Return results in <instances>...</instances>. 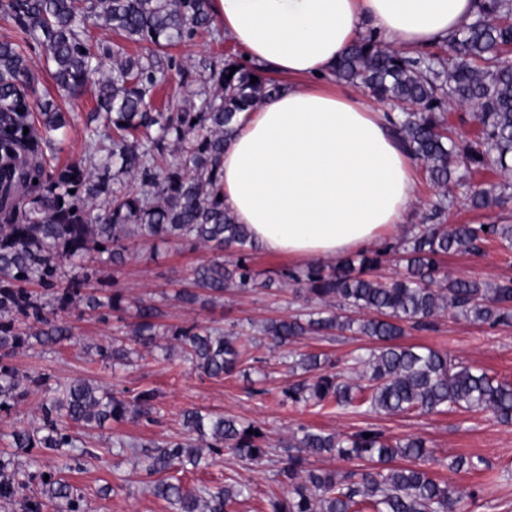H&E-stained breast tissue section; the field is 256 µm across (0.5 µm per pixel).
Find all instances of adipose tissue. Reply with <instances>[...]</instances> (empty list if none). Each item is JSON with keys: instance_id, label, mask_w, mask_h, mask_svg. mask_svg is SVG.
I'll return each instance as SVG.
<instances>
[{"instance_id": "obj_1", "label": "adipose tissue", "mask_w": 512, "mask_h": 512, "mask_svg": "<svg viewBox=\"0 0 512 512\" xmlns=\"http://www.w3.org/2000/svg\"><path fill=\"white\" fill-rule=\"evenodd\" d=\"M249 64L279 92L242 114L224 148V207L262 250L329 261L405 224L416 160L386 107L336 88L340 53L371 30L401 52L444 42L470 23L474 0H211Z\"/></svg>"}]
</instances>
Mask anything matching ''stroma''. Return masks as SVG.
Masks as SVG:
<instances>
[{"label": "stroma", "mask_w": 512, "mask_h": 512, "mask_svg": "<svg viewBox=\"0 0 512 512\" xmlns=\"http://www.w3.org/2000/svg\"><path fill=\"white\" fill-rule=\"evenodd\" d=\"M177 62L169 73L164 94L172 104L181 103L195 87L199 61L210 57L238 55L229 40L217 39L210 33L196 35L190 41L171 48ZM63 111L71 113L73 122L65 137L45 151L47 163L66 160L73 153L88 150L84 121L94 107L91 94L59 101ZM209 250L189 244L141 243L135 256L117 273L114 286L129 300H153L164 312L163 324L177 325L186 321L216 322L228 327L234 324H261L271 318L292 314L297 308L294 289L289 285L251 293L225 295L223 301L208 305L186 306L175 298L178 289L188 286L193 267L205 261ZM439 271L450 278H476L495 282L512 278V250L497 242L482 245L479 253H451L439 262ZM59 320L73 328L72 337L51 348L23 347L8 359L20 372L49 375L51 386L86 380L105 388L138 391L155 389L159 394L156 423H106L86 433L83 438L88 455L74 462L67 477L81 497V512H174L166 502L156 499L148 486L140 449L128 448L117 454L112 450V437L119 434L137 439H163L177 435L181 416L190 408L206 409L244 421L259 423L271 443L305 425L326 432L347 435L365 427L382 430L387 436L423 438L437 458L436 475L465 492H473L465 512H512V425L499 423L488 413L448 412L437 415L404 414L400 416L364 415L351 412H318L281 401L282 387L292 377L282 361L281 351L270 350L259 333H252V347L262 360L266 374L267 395L250 396V379L241 374L209 379L192 372L177 345H170L167 359L147 357L128 370H112L95 354L99 345L109 344L119 335L115 317L101 319L99 312L74 307L58 312ZM405 344L425 345L447 353L449 359L488 371L501 380L512 381V327H492L444 313L432 331H410ZM373 340L350 332L308 336L297 343L303 353H322L337 361L340 369L350 370L352 357L373 347ZM43 390L32 389L29 397L10 411L0 412V460L26 472L27 489L12 501H0V512H25L24 504L40 487L42 474L55 470L58 458L42 454L35 448L12 447L14 431L31 428ZM478 456L487 468L482 472L447 471L445 464L453 457ZM241 475L252 487V494L242 501L237 512H262L270 490L276 489L275 467L267 465L259 471H242L232 459L203 467L187 474L186 483L223 486L225 478Z\"/></svg>", "instance_id": "obj_1"}]
</instances>
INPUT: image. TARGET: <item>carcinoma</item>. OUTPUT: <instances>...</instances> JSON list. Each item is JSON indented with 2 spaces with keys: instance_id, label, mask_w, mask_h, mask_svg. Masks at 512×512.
<instances>
[{
  "instance_id": "carcinoma-1",
  "label": "carcinoma",
  "mask_w": 512,
  "mask_h": 512,
  "mask_svg": "<svg viewBox=\"0 0 512 512\" xmlns=\"http://www.w3.org/2000/svg\"><path fill=\"white\" fill-rule=\"evenodd\" d=\"M0 16L13 20L16 35L0 40V356L35 339L55 346L72 336L56 310L83 305L91 310H126L118 290L104 293L101 268L117 273L138 239L202 244L212 256L191 271L195 290L176 298L216 303L224 294L268 290L275 282L298 286L300 309L260 328L273 347L308 335L352 332L378 347L355 358L357 381L335 371L320 354L291 362L307 377L283 389L294 404L377 415L489 412L512 423V383L423 346L403 345L405 328L430 330L450 311L492 327L512 325V280L438 278L439 259L451 252L476 253L487 241L512 248V224H447L453 189L475 209L503 207L509 183L474 188L481 171H512V0H478L470 24L448 38V55H414L389 48L369 33L338 59L333 76L360 85L377 100L401 108L392 126L401 146L423 162L437 196L411 236L381 249L363 250L334 264L313 262L271 276L256 269L258 249L248 228L224 209V146L241 113L251 112L280 88L264 69L231 56L199 63L206 74L193 97L177 106L154 108L151 100L176 62L167 49L214 27L210 0H0ZM97 30L92 36L89 29ZM147 44V55L126 44ZM34 50L57 92L77 98L93 91L88 128L96 153H76L63 165H45L44 148L67 125L50 94H38ZM235 66V73L230 67ZM258 82H251V77ZM469 106L480 132L469 138L448 128L445 106ZM75 193H70V190ZM405 272L372 275L389 254ZM82 272L62 280L66 264ZM97 286L89 287L90 282ZM36 284L44 293L26 288ZM161 309L141 301L126 337L100 346L96 355L112 366L130 367L144 353L163 348L159 336L178 342L184 360L208 378H221L256 362L251 344L235 328L197 321L162 328ZM44 382L0 364V411L26 400L32 384ZM157 392L102 390L76 381L38 405V425L13 434L17 448H44L70 458L78 437L70 428H98L107 421L150 420ZM183 435L139 444L147 471L157 476L152 494L176 512H237L250 496L235 477L222 487L187 486L178 474L216 464L228 455L241 468L268 462L270 445L253 422L191 409L183 413ZM369 437H364V434ZM279 447L276 482L284 488L265 498V512H462L465 495L432 474L438 463L418 436L391 439L376 429L350 435L300 426ZM348 466L313 467L310 458ZM481 458L457 456L449 469L479 471ZM42 481L27 499L29 512L42 500L57 512H79L80 498L65 471ZM20 489L18 473L0 465V499Z\"/></svg>"
}]
</instances>
